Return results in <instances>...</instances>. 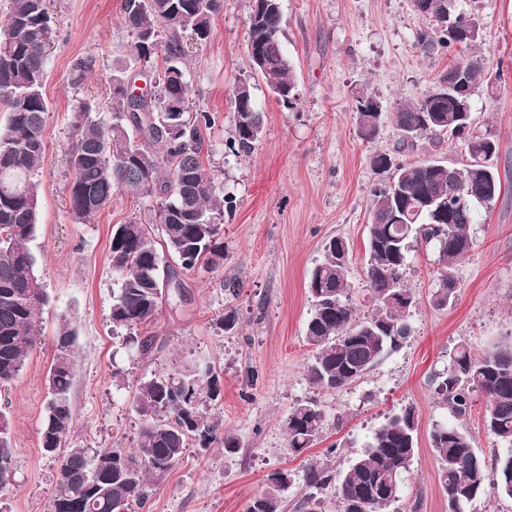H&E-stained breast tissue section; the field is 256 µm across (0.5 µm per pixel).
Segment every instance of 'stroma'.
<instances>
[{"label": "stroma", "instance_id": "obj_1", "mask_svg": "<svg viewBox=\"0 0 512 512\" xmlns=\"http://www.w3.org/2000/svg\"><path fill=\"white\" fill-rule=\"evenodd\" d=\"M45 3L53 39L44 86L49 112L38 171L41 209L32 249L51 301L26 366L0 388L17 477L15 489L0 498V512H48L59 460L43 452L40 429L54 330L67 319L75 320L80 345L70 390L72 441L88 456L135 447L139 422L132 394L138 381L160 366L197 356L216 365L224 378L215 413L239 448L228 453L220 445L204 449L190 440L154 487L144 512H244L278 469L297 477L284 509L296 512L297 500L310 492L304 482L309 463L346 468L370 430L405 405L418 413V449L400 512H448L429 440L433 425L448 414L438 406L429 377L459 342L479 355L512 341V0H460L463 10L480 17L478 49L489 71L500 76L494 93L475 94L472 112L477 131L497 143L490 163L499 171L502 192L472 226L474 245L454 267L457 298L445 308L432 305L436 256L413 249L406 281L418 304L410 339L350 388L322 396L307 380L308 275L329 237L346 238L353 251L347 283L360 311H367L368 210L382 180L369 158L393 149L398 131L392 112L430 90L455 64L454 53L421 48L419 36L433 24L414 12L412 0H281L280 39L294 65L298 100L285 108L257 81L262 138L252 154L236 156L226 142L233 125L232 89L249 71L251 3L224 0L209 38L186 49L193 109L214 118L201 135L205 161L224 188V264L189 273L182 297L163 300L154 321L139 330L155 339L151 355L143 357L126 347L124 337L113 335L110 320L114 284L108 244L113 225L124 223L135 205L117 194L93 223L77 224L65 189L73 113L88 105L97 117L108 115L112 64L129 41L119 0ZM89 59L94 66L88 71L83 63ZM363 93L374 96L384 113L379 135L370 142L360 138L355 123ZM230 281L239 283L238 295L225 290ZM228 308L239 315L233 334L215 325ZM314 396L342 424L327 425L316 445L291 453L282 422L294 404ZM334 443L339 449L327 457Z\"/></svg>", "mask_w": 512, "mask_h": 512}]
</instances>
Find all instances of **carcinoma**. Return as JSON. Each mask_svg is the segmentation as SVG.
I'll return each instance as SVG.
<instances>
[{"label": "carcinoma", "instance_id": "carcinoma-1", "mask_svg": "<svg viewBox=\"0 0 512 512\" xmlns=\"http://www.w3.org/2000/svg\"><path fill=\"white\" fill-rule=\"evenodd\" d=\"M423 2L417 14L434 22L420 45L448 50L466 48L477 38L456 24L480 20L458 8V0ZM224 0H120L124 25L131 37L126 54L112 66L108 112L96 119L83 106L71 123L74 144L68 167L67 194L73 219L86 224L118 191L137 209L123 224L112 226L109 264L116 282L112 330L131 336L157 314L163 290L181 297L182 275L198 268L215 269L224 261L220 218L224 191L203 159L201 127L213 118L192 110V85L185 65L183 39L205 40L212 16ZM282 12L278 0L262 13L250 11L248 43L260 47L263 63L247 52L251 73L262 78L286 108L298 99L293 64L279 34ZM52 28L44 0H10L0 24V104L6 126L0 128V385L10 383L39 342V325L49 293L35 272L32 250L38 224L40 184L36 179L45 153L44 129L49 112L42 88ZM163 54L165 65L153 60ZM485 59L466 57L439 82L455 78L475 92L489 89ZM150 77L151 91L136 97L137 77ZM232 93L233 130L226 143L235 156L251 154L260 141L263 112L253 97L250 79L237 81ZM179 98L174 112L169 99ZM472 99L446 90L427 91L419 100L392 113L398 131L394 154L432 150L445 138L462 141L469 160L454 165L433 158L395 161L394 154L376 153L371 169L387 174L374 188L366 239L367 313L358 308L347 285L350 245L331 237L307 281L313 303L305 339L314 351L307 378L318 392L345 390L364 378L388 354L410 339L417 305L405 273L414 246L437 253L434 306L456 300L454 265L473 247L471 226L477 207L488 206L502 192L498 174L486 165L496 142L474 130ZM381 112L370 97L358 101L360 136L370 142L379 134ZM475 195L465 205L467 190ZM79 354L76 329L62 322L47 378L48 400L40 431L41 448H61L63 470L57 471L49 512H138L152 488L180 460L189 439L204 448L219 443L227 451L238 440L224 432L212 410L222 401L221 375L208 361L183 358L140 380L132 395L139 418V444L111 448L90 458L86 449L68 446L73 429L69 392ZM437 402L450 419L430 432L431 449L448 512H468L478 498L493 495L512 500V342L476 356L466 342L448 353V363L429 379ZM486 399L484 433L508 452L488 460L475 448L465 424L478 397ZM418 415L409 405L387 417L349 466L332 470L312 464L306 483L333 488L338 512H395L406 474L416 454ZM328 415L320 400L296 403L283 421L288 448L299 454L323 436ZM294 483L288 470L268 475L265 490L252 497L246 512H283L286 492ZM16 484L9 437V418L0 411V486Z\"/></svg>", "mask_w": 512, "mask_h": 512}]
</instances>
